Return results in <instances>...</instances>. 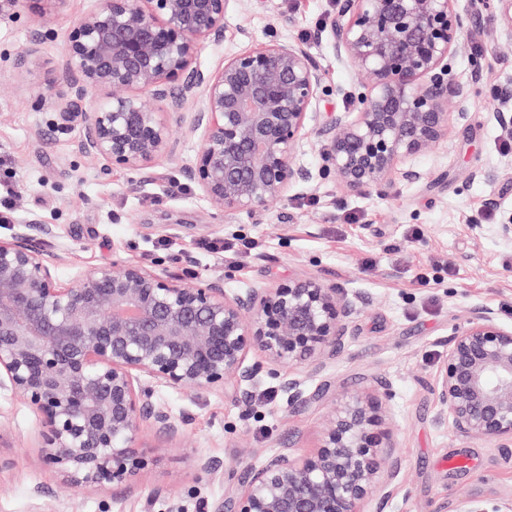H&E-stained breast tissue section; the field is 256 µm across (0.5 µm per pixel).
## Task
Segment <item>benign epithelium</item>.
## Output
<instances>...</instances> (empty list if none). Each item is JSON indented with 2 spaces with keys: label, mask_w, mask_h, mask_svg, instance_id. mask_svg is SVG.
<instances>
[{
  "label": "benign epithelium",
  "mask_w": 512,
  "mask_h": 512,
  "mask_svg": "<svg viewBox=\"0 0 512 512\" xmlns=\"http://www.w3.org/2000/svg\"><path fill=\"white\" fill-rule=\"evenodd\" d=\"M230 0H101L68 36L67 91L56 126L85 127V155L141 172L172 152L167 111L200 96L188 178L218 211L260 217L312 174L295 164L300 142L321 143L318 177L351 192L416 182L411 159L470 117L472 85L452 62L464 45L455 0H336L315 33L361 74L348 110L321 118L333 94L317 56L299 40L274 39L208 72L198 51L226 38ZM105 96L93 109L86 101ZM505 94L492 119L512 136ZM230 274L193 285L140 264H102L68 286L20 230L0 239V388L42 417L41 459L74 490L130 484L145 467V428L177 436L155 387L247 390L266 372L288 404L307 402L298 368L335 357L358 299L315 277L274 288L224 289ZM265 363H246L250 350ZM441 411L456 433L512 447V328L474 309L455 327L435 372ZM382 405L354 394L336 403L317 452H280L250 468L216 512H369L390 496L385 465L396 447ZM459 512H512L464 501Z\"/></svg>",
  "instance_id": "obj_1"
}]
</instances>
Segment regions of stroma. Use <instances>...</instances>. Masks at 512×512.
Masks as SVG:
<instances>
[{"label":"stroma","mask_w":512,"mask_h":512,"mask_svg":"<svg viewBox=\"0 0 512 512\" xmlns=\"http://www.w3.org/2000/svg\"><path fill=\"white\" fill-rule=\"evenodd\" d=\"M98 0H65L36 15L23 0L0 14V158L13 186V221L0 224L7 239L17 225H51L34 233L67 284L96 266L142 264L195 284L231 272L228 286L270 288L295 277H315L359 299L344 351L302 368L310 399L291 406L275 382L259 375L248 392L234 388L177 390L157 387L174 412H187L180 436L152 430L138 437L148 464L130 490H63L40 456L41 416L19 397L0 391V512H130V500L154 490L185 512H214L240 490L248 467L282 450L308 456L320 444L337 399L360 394L385 400L397 448L396 475L383 512H457L461 499L512 502V447L457 435L434 393L437 365L448 336L470 310L494 309L512 328V240L498 234L512 222V147L489 119L498 89L512 90V48L503 37L498 0H457L466 19L468 50L456 57L458 79L476 85L469 121L455 124L447 142L416 163L425 180H395L385 195L345 191L336 178L320 180V145L304 140L295 162L313 179L291 188L262 216L212 210L185 173L197 151L187 131L201 101L170 115L175 151L137 173L94 162L79 150L82 125H55L52 100L66 88V37ZM335 0H230L220 47L202 48L207 71L225 56L271 39H304L337 94L322 112H341L355 81L352 70L313 33ZM24 69L15 62L32 43ZM245 238L255 249L237 263L221 244ZM219 464L199 475L197 454ZM470 459L469 467H442L443 458Z\"/></svg>","instance_id":"35a3bbf8"}]
</instances>
